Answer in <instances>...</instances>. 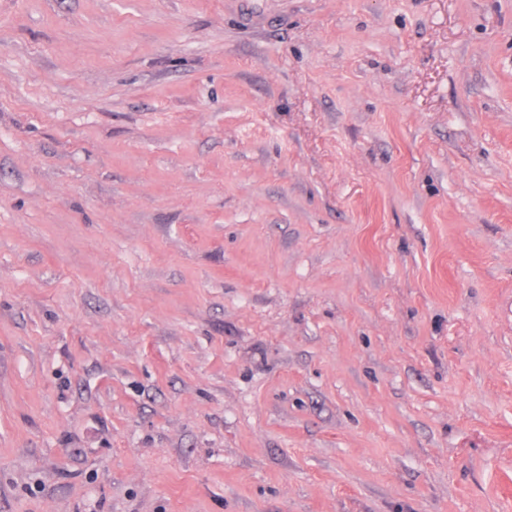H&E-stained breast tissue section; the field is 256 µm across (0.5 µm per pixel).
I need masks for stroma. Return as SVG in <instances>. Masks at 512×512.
<instances>
[{"label":"stroma","mask_w":512,"mask_h":512,"mask_svg":"<svg viewBox=\"0 0 512 512\" xmlns=\"http://www.w3.org/2000/svg\"><path fill=\"white\" fill-rule=\"evenodd\" d=\"M0 512H512V0H0Z\"/></svg>","instance_id":"1"}]
</instances>
